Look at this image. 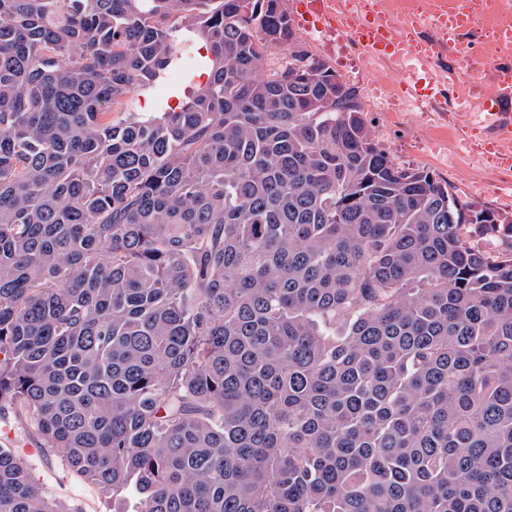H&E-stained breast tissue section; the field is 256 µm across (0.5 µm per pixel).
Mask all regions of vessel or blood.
<instances>
[{"instance_id": "obj_1", "label": "vessel or blood", "mask_w": 512, "mask_h": 512, "mask_svg": "<svg viewBox=\"0 0 512 512\" xmlns=\"http://www.w3.org/2000/svg\"><path fill=\"white\" fill-rule=\"evenodd\" d=\"M498 0H426L420 15L407 25L402 37H394V17L388 8L368 10L363 0H300L301 19H315V29L326 32L343 28L372 60L387 58L401 61L400 73L413 103H420V84L436 82L433 69L435 52L461 32L488 17H496L500 41L512 46V13L499 10ZM430 24L436 36L421 39L417 30ZM495 91L488 96L467 101L466 112L476 125L494 133L499 143L512 147V114L502 111V100L512 97V71L498 70Z\"/></svg>"}]
</instances>
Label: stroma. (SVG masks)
Here are the masks:
<instances>
[{"instance_id":"stroma-1","label":"stroma","mask_w":512,"mask_h":512,"mask_svg":"<svg viewBox=\"0 0 512 512\" xmlns=\"http://www.w3.org/2000/svg\"><path fill=\"white\" fill-rule=\"evenodd\" d=\"M325 41V35L319 32L301 27L296 30L298 46L326 59L344 81L357 88L367 125L395 162L429 169L448 180L453 193L475 205L512 212V166L486 167L472 160L471 148L486 151L492 138L461 116H448L452 84L427 87L425 111H380L367 88L376 82L402 95L396 64L385 61L377 74L369 76L357 69L358 50L349 39H342L335 53ZM0 448L10 450L27 465L33 483L54 499L59 512H135L137 496H111L85 485L67 468L60 451L43 448L28 414L11 409L0 413Z\"/></svg>"}]
</instances>
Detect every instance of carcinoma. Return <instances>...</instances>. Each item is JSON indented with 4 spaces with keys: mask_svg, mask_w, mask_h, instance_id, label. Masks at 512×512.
Here are the masks:
<instances>
[{
    "mask_svg": "<svg viewBox=\"0 0 512 512\" xmlns=\"http://www.w3.org/2000/svg\"><path fill=\"white\" fill-rule=\"evenodd\" d=\"M294 42L284 0H0V411L137 512H512V217L327 61L259 74ZM0 512H59L4 448Z\"/></svg>",
    "mask_w": 512,
    "mask_h": 512,
    "instance_id": "obj_1",
    "label": "carcinoma"
}]
</instances>
